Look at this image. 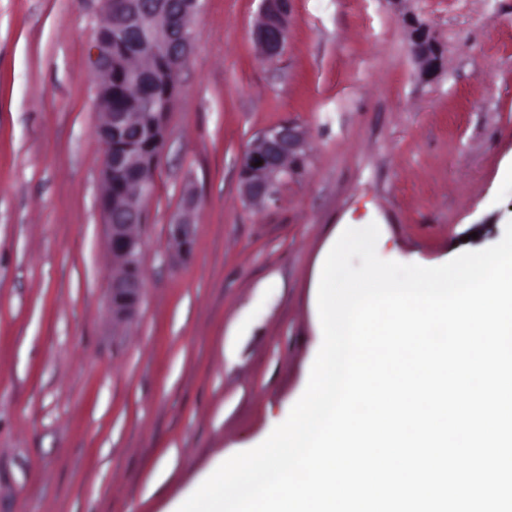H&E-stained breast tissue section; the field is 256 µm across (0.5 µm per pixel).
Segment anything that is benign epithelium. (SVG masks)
<instances>
[{
	"label": "benign epithelium",
	"instance_id": "1",
	"mask_svg": "<svg viewBox=\"0 0 512 512\" xmlns=\"http://www.w3.org/2000/svg\"><path fill=\"white\" fill-rule=\"evenodd\" d=\"M103 20L95 41L96 70L107 85V98H112V80L129 81L141 77V71L128 67L145 46L156 55L186 58L194 40L191 21L200 9V0H101ZM124 19L121 27L112 26V18ZM291 17V0H261L255 24V42L262 54L277 57L286 42ZM411 53L420 65L421 74L433 77L441 68L438 44L429 31L413 27ZM121 56L112 57V44ZM101 149L102 191L99 207L108 228V244L113 259L112 277L108 284L109 311L114 321L132 318L144 288L140 265L141 241L134 227L144 221L146 201L141 184L124 195L128 216L123 224L112 223V180L121 179L136 165L135 154L141 141L151 130L133 122L128 112L107 110L97 132ZM304 137L292 124L282 123L263 131L243 155L239 182L243 197L252 204L273 201L280 187L295 173L303 159ZM170 234L182 242L180 251L191 252L195 227L183 216L170 225Z\"/></svg>",
	"mask_w": 512,
	"mask_h": 512
}]
</instances>
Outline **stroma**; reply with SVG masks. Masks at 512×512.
Returning <instances> with one entry per match:
<instances>
[{"label": "stroma", "instance_id": "obj_1", "mask_svg": "<svg viewBox=\"0 0 512 512\" xmlns=\"http://www.w3.org/2000/svg\"><path fill=\"white\" fill-rule=\"evenodd\" d=\"M259 9L202 0L139 228L142 299L115 323L101 2L0 0V512H172L304 392L335 232L369 220L379 258L442 265L512 221V0H292L273 61L254 42ZM411 18L441 45L433 78ZM285 122L304 168L251 205L241 159ZM185 214L195 246L180 261L169 226Z\"/></svg>", "mask_w": 512, "mask_h": 512}]
</instances>
